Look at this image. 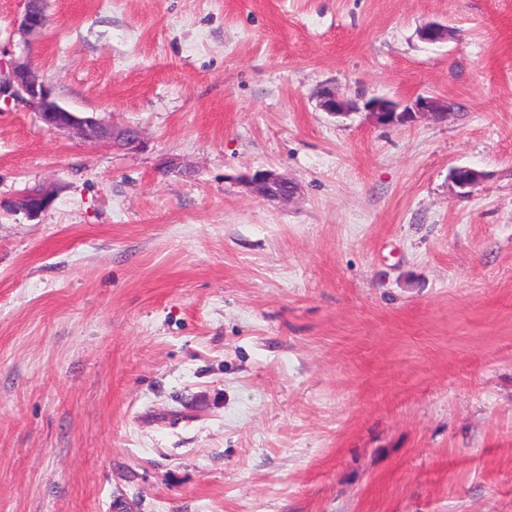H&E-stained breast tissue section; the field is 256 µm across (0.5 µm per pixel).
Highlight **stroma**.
Returning a JSON list of instances; mask_svg holds the SVG:
<instances>
[{
  "label": "stroma",
  "instance_id": "1",
  "mask_svg": "<svg viewBox=\"0 0 512 512\" xmlns=\"http://www.w3.org/2000/svg\"><path fill=\"white\" fill-rule=\"evenodd\" d=\"M27 7L0 63L140 141L0 97V512H512V0ZM412 107H406L398 112L400 104L388 97H375L365 104V109L370 113L376 123L383 127H395L412 122L418 115L434 118L448 116V101L438 97H419ZM248 187L268 201L289 199L295 187L287 178L273 171H260L247 180ZM53 198L41 189L25 191L15 200V207L30 218H38L51 206Z\"/></svg>",
  "mask_w": 512,
  "mask_h": 512
}]
</instances>
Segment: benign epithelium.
Instances as JSON below:
<instances>
[{"instance_id": "benign-epithelium-1", "label": "benign epithelium", "mask_w": 512, "mask_h": 512, "mask_svg": "<svg viewBox=\"0 0 512 512\" xmlns=\"http://www.w3.org/2000/svg\"><path fill=\"white\" fill-rule=\"evenodd\" d=\"M28 6L20 21V29L30 32L44 27V14L37 3L40 0H28ZM421 40L435 44L448 40V26L438 22H430L418 31ZM21 99L33 107L45 125L59 132H75L84 139L93 142L112 140L125 145H133L138 141V133L133 129L116 130L100 122L96 117L73 112L59 104L45 78L33 70L26 62L15 61L10 72L0 79V94ZM320 107L333 115H346L354 109L351 102L344 100L332 92L322 96ZM400 104L388 97H377L365 104L376 123L383 127H395L412 122L419 115L434 118L448 115V101L438 97H419L413 106L399 110ZM482 179V174L471 168H458L454 172L456 186L462 194L470 193ZM248 187L268 201H281L290 198L295 187L287 178L273 171H260L247 180ZM53 198L50 194L32 189L22 193L15 200V207L30 218H38L51 206Z\"/></svg>"}]
</instances>
